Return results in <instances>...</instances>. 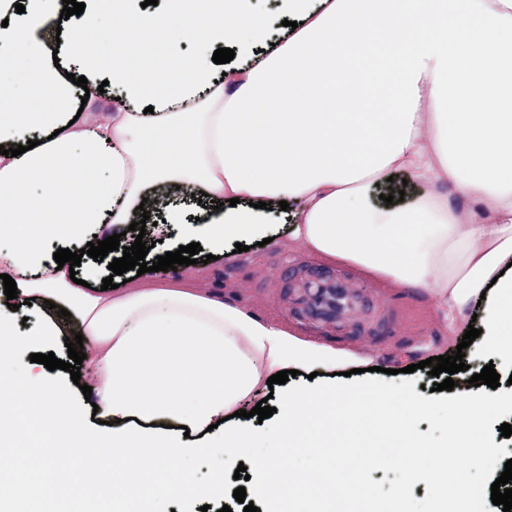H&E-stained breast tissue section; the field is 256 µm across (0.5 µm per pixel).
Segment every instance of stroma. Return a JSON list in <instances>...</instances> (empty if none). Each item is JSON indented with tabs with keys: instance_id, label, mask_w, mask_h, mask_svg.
Returning <instances> with one entry per match:
<instances>
[{
	"instance_id": "35a3bbf8",
	"label": "stroma",
	"mask_w": 512,
	"mask_h": 512,
	"mask_svg": "<svg viewBox=\"0 0 512 512\" xmlns=\"http://www.w3.org/2000/svg\"><path fill=\"white\" fill-rule=\"evenodd\" d=\"M289 231L288 225L275 227L277 239L248 251L236 254L231 261L210 268L214 288L234 285L241 303L257 313L273 314L284 318L300 333L336 346L356 345L366 351L383 356L386 366H403L400 374H380L375 378H361L354 386L364 392L388 390L394 393H412L437 401L447 400L448 391L434 390V377L421 369L420 361L431 354L455 349L461 338L452 334L432 309L428 293L416 288H393L359 269L330 263L319 257L284 252L279 240ZM311 273L318 276L345 277L358 291L363 314L346 328L331 324H311L298 312L288 309L283 299L292 291L299 277ZM415 372H408V365ZM276 418L264 419L255 425L258 435L250 456L259 460L269 458L281 468L307 472L325 462L324 455L312 457L282 447L274 435ZM512 425V410L503 408L492 413L482 423L481 432L496 449L487 462H479L470 455L453 457L448 472L449 481L465 479L471 490L472 512H503L493 505L491 486L501 475L504 464L512 459V437L499 433L501 424ZM335 444L361 449L363 461L352 466L345 480L367 485L373 492L371 502H363L354 495L344 499L346 512H396L395 489L414 462L409 457H383V449L392 447L387 436L375 434L362 427L338 424Z\"/></svg>"
}]
</instances>
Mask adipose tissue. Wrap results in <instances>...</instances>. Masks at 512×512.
I'll return each mask as SVG.
<instances>
[{
	"instance_id": "obj_1",
	"label": "adipose tissue",
	"mask_w": 512,
	"mask_h": 512,
	"mask_svg": "<svg viewBox=\"0 0 512 512\" xmlns=\"http://www.w3.org/2000/svg\"><path fill=\"white\" fill-rule=\"evenodd\" d=\"M84 3L67 21L64 74L42 59L62 0H0V274L14 279L19 301H50L77 319L88 339L81 381L107 426L89 435L81 407L40 364L17 372L18 353L58 328L18 332L0 291V455L15 460L0 475V512L30 483L35 512L77 497L66 465L93 468L112 512L221 492L224 474L203 485L160 465L145 478L141 465L203 453L217 434L226 461L245 454L254 435L232 416L252 409L279 371L382 363L301 336L201 280L188 287L159 271L105 291L93 258L72 271L57 266L52 245L82 249L114 234L122 258L137 237L130 224L145 215L155 235L182 226L185 240L202 239L223 258L232 242L290 225L288 250L425 289L451 330L482 307L487 348L512 356V0H280L290 25L275 35L253 0ZM106 15L119 24L92 47L84 36ZM230 16L241 30L226 27ZM160 39L167 70L147 62L131 73L132 48ZM220 48L234 61L214 63ZM100 87L114 99L110 111L79 112L86 91ZM20 145L25 153L8 156ZM396 174L414 189L409 202L375 201ZM205 194L220 210L201 205ZM502 405L488 394L448 401L450 444L439 447L415 435L414 418L433 405L412 395L377 391L350 412L332 385L288 392L284 447H302L318 428L327 463L287 481L275 462H259L262 497L279 507L310 484L336 512L335 476L347 470L330 445L339 414L403 441L411 458L442 461L454 447L483 461L495 449L478 424Z\"/></svg>"
}]
</instances>
